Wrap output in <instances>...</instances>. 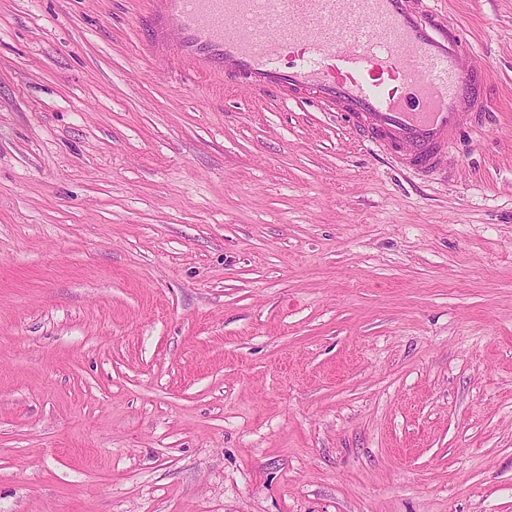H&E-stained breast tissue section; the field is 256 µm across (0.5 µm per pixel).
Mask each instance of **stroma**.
<instances>
[{"label": "stroma", "instance_id": "obj_1", "mask_svg": "<svg viewBox=\"0 0 512 512\" xmlns=\"http://www.w3.org/2000/svg\"><path fill=\"white\" fill-rule=\"evenodd\" d=\"M145 7L0 0V512H512V0L444 181Z\"/></svg>", "mask_w": 512, "mask_h": 512}]
</instances>
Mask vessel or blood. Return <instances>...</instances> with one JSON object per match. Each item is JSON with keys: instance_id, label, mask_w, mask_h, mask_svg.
Listing matches in <instances>:
<instances>
[{"instance_id": "obj_1", "label": "vessel or blood", "mask_w": 512, "mask_h": 512, "mask_svg": "<svg viewBox=\"0 0 512 512\" xmlns=\"http://www.w3.org/2000/svg\"><path fill=\"white\" fill-rule=\"evenodd\" d=\"M139 24L155 58L284 101L308 92L423 173H441L489 109L487 73L470 69L462 30L432 0H147Z\"/></svg>"}]
</instances>
